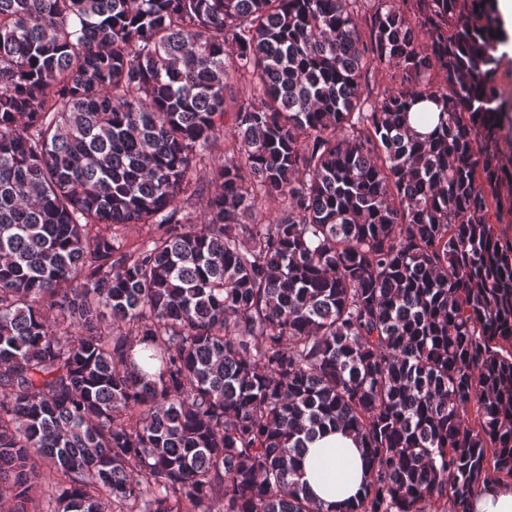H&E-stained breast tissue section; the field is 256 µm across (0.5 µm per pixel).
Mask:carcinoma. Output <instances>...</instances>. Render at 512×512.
<instances>
[{
	"label": "carcinoma",
	"mask_w": 512,
	"mask_h": 512,
	"mask_svg": "<svg viewBox=\"0 0 512 512\" xmlns=\"http://www.w3.org/2000/svg\"><path fill=\"white\" fill-rule=\"evenodd\" d=\"M499 34L496 0H0V505L471 512L511 480ZM327 426L366 480L324 508ZM438 111L430 101H423L414 106L409 113V124L419 133H427L433 129L437 122ZM365 475L360 448L352 437L328 431L307 443L300 481L325 506L353 497Z\"/></svg>",
	"instance_id": "1"
}]
</instances>
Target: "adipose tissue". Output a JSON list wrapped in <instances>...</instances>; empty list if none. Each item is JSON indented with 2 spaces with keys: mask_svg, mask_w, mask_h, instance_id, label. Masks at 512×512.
<instances>
[{
  "mask_svg": "<svg viewBox=\"0 0 512 512\" xmlns=\"http://www.w3.org/2000/svg\"><path fill=\"white\" fill-rule=\"evenodd\" d=\"M364 476L363 457L352 437L332 431L308 442L300 480L314 499L328 505L353 497Z\"/></svg>",
  "mask_w": 512,
  "mask_h": 512,
  "instance_id": "obj_1",
  "label": "adipose tissue"
}]
</instances>
